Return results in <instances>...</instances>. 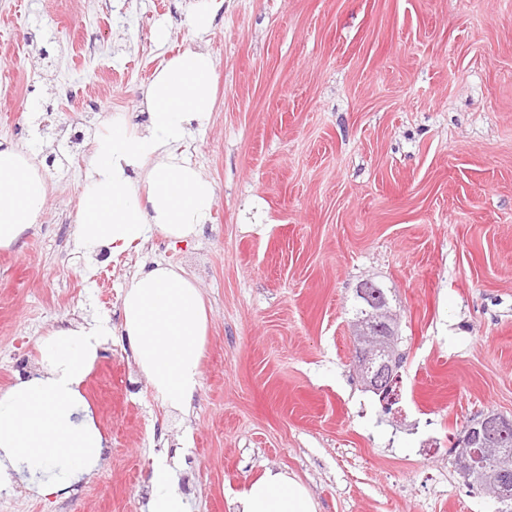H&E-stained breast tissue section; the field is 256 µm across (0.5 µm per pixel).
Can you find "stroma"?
Wrapping results in <instances>:
<instances>
[{
	"label": "stroma",
	"instance_id": "stroma-1",
	"mask_svg": "<svg viewBox=\"0 0 512 512\" xmlns=\"http://www.w3.org/2000/svg\"><path fill=\"white\" fill-rule=\"evenodd\" d=\"M195 4L0 0V138L44 164L64 149L39 225L0 250V392L52 327L90 312L119 327L143 263L182 268L209 318L190 418L114 336L81 387L102 467L67 497L31 476L12 512H146L161 455L190 512H231L269 467L318 512H496L450 448L485 414L512 420V0H224L201 39ZM198 46L216 106L181 151L216 186L211 223L88 254L84 154L112 116L144 125L141 86ZM365 279L400 310L392 406L355 366ZM375 292H378L379 294H381L385 300H386V303L389 305V302H388V297H387V293L385 291L384 288H382L381 286H379L378 284L374 283L373 281H369V280H366V281H363L359 288H357L356 290V298H357V306H356V320H355V323H354V326L356 327L355 329V339L358 343H360V336L361 335V332H360V322L362 321V319H364L365 317V310H369V308H371L369 306V304L367 303L368 300L366 298V296L368 297H373V294Z\"/></svg>",
	"mask_w": 512,
	"mask_h": 512
}]
</instances>
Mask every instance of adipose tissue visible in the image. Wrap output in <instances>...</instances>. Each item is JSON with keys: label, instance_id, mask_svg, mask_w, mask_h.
Segmentation results:
<instances>
[{"label": "adipose tissue", "instance_id": "1", "mask_svg": "<svg viewBox=\"0 0 512 512\" xmlns=\"http://www.w3.org/2000/svg\"><path fill=\"white\" fill-rule=\"evenodd\" d=\"M216 65L203 48L161 64L143 89L147 122L133 127L113 116L100 128L84 171L76 236L87 252H120L158 231L174 241L195 237L210 222L213 182L178 154L215 107ZM48 197L27 144L0 139V249L33 230ZM123 336L156 401L182 416L193 411L202 376L208 314L201 290L182 269L142 267L122 300ZM112 328L97 316L53 328L39 344V367L0 393V488L53 470L50 489L65 492L97 468L106 441L81 396ZM149 512H187L166 460L149 479ZM309 490L287 472L268 468L246 483L235 512H317Z\"/></svg>", "mask_w": 512, "mask_h": 512}]
</instances>
